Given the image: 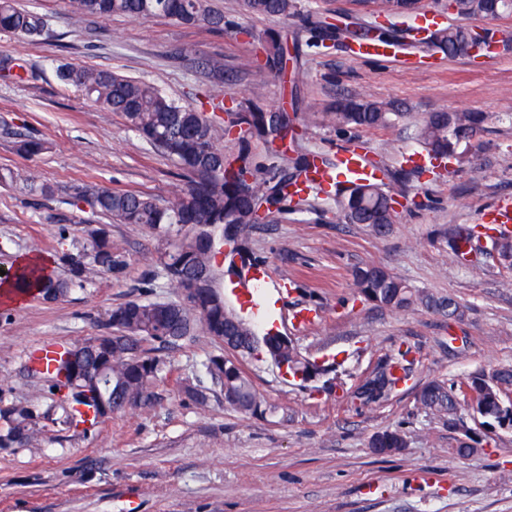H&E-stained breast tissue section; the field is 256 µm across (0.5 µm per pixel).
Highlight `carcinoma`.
<instances>
[{
	"mask_svg": "<svg viewBox=\"0 0 512 512\" xmlns=\"http://www.w3.org/2000/svg\"><path fill=\"white\" fill-rule=\"evenodd\" d=\"M244 10L255 16L295 14L294 0H242ZM458 15L483 20L509 14L505 0H453ZM73 12L99 18L113 15L149 20L164 17L187 26L224 27V14L212 10L206 0H70ZM0 30L36 41L45 36L47 21L37 12L20 9L15 0H0ZM489 46L496 42V31L483 27L448 26L436 30L430 44L451 56L464 50L475 36ZM270 71L282 73L286 65V44L281 34L270 31L262 40ZM0 76L25 82L34 72L10 59L0 60ZM58 79L81 91L88 99L120 113L128 127L144 140L172 157L184 181L173 197L160 203L142 193L96 189L93 208L119 224H143L160 237L174 229L185 234L164 253L162 264L178 301L128 300L106 313L105 333L61 345L51 363L34 368L44 383L46 401L40 406L4 402L0 390V448L28 447L48 430L86 433L112 415L148 401L154 381L167 370L161 352L201 331L222 346V352L209 356L204 369L210 380L224 387V407L245 416H265L274 410L259 395L241 360L262 354L274 364L287 365L292 376L305 382L315 373L325 375L331 365H314L294 341L270 328L257 335L254 321L230 308L221 291L223 262L228 268L240 264L235 272L243 276L257 266L249 247L257 223L287 209L300 187L310 186L312 170L319 169L315 158L298 155L282 166L251 167L247 141L241 142L234 167L224 148L216 143L217 125L224 102L211 104L212 115L204 106L179 104L157 88L108 70L78 67L72 63L57 66ZM230 127H244L252 138L272 145L292 126L288 112L244 100L227 110ZM408 113L392 104L366 101L354 96L336 101L330 122L336 129H380L395 125ZM488 116L482 112H433L415 125L414 139L430 159L459 158L471 151L472 140ZM49 149V142L27 138L18 151L37 156ZM326 195L333 198L348 224H364L382 235L393 224V197L381 184L371 181L335 182ZM486 237L491 242L488 255L512 269V231L502 227L458 225L447 236L449 250L459 255L465 245ZM60 260L68 275L58 277L43 265L17 266L9 284L18 295H36L47 302L66 300L77 288L97 277L112 278L124 261L112 249L109 232L101 227L94 233L90 250L64 254ZM353 285L363 300L390 309H405L419 304L450 320L463 315L462 305L450 295L425 293L411 287L386 268L375 265L357 267ZM230 355H224V352ZM416 350L400 344L384 363L349 394L351 404L379 405L397 387L410 379ZM512 390V366L478 371L457 381L434 378L417 391V405L448 418V426L463 423L462 411L481 419L458 441L457 453L468 457L490 444L485 428L512 430V404L500 400L501 390ZM406 435L399 429L374 434L370 448L383 456L400 453Z\"/></svg>",
	"mask_w": 512,
	"mask_h": 512,
	"instance_id": "carcinoma-1",
	"label": "carcinoma"
}]
</instances>
